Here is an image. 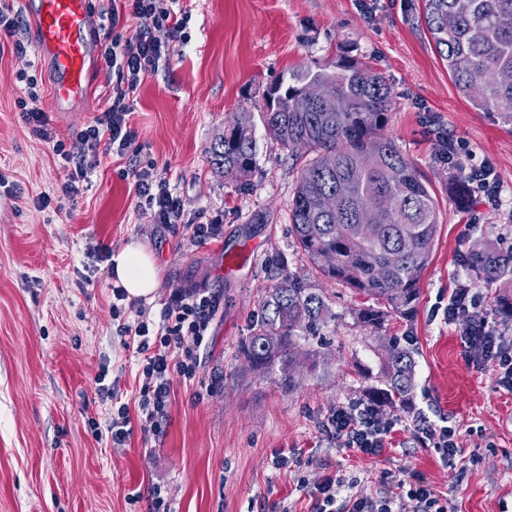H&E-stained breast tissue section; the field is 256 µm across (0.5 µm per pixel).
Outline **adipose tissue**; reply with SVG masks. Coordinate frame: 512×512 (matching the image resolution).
<instances>
[{"label": "adipose tissue", "mask_w": 512, "mask_h": 512, "mask_svg": "<svg viewBox=\"0 0 512 512\" xmlns=\"http://www.w3.org/2000/svg\"><path fill=\"white\" fill-rule=\"evenodd\" d=\"M109 264L113 276L125 288L129 298H151L158 284V268L154 255L140 242H129L112 254Z\"/></svg>", "instance_id": "obj_1"}]
</instances>
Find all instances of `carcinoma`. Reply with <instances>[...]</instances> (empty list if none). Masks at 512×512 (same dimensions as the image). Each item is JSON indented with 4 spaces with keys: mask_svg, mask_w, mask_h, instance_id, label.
Instances as JSON below:
<instances>
[{
    "mask_svg": "<svg viewBox=\"0 0 512 512\" xmlns=\"http://www.w3.org/2000/svg\"><path fill=\"white\" fill-rule=\"evenodd\" d=\"M512 0H422L421 18L460 95L473 106L512 119ZM267 92L264 123L289 151L313 155L291 204V230L302 255L319 272L381 304L361 315L377 327L390 312L411 311L429 266L440 224L435 196L394 141L384 134L391 92L379 73L350 56L291 75ZM213 166L247 185L255 167V138L243 116L210 148ZM455 202L470 203L466 177L450 176ZM387 196L394 207L382 209ZM373 216V235L360 217ZM466 264L486 287L512 278V250L486 242ZM245 355L256 369L279 367L292 380L300 364L296 336L317 328L325 302L294 274L276 282L259 303ZM414 358L394 347L387 358L386 388L376 405L402 400L413 387Z\"/></svg>",
    "mask_w": 512,
    "mask_h": 512,
    "instance_id": "cac0c4a2",
    "label": "carcinoma"
}]
</instances>
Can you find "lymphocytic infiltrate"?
<instances>
[{
	"label": "lymphocytic infiltrate",
	"instance_id": "obj_1",
	"mask_svg": "<svg viewBox=\"0 0 512 512\" xmlns=\"http://www.w3.org/2000/svg\"><path fill=\"white\" fill-rule=\"evenodd\" d=\"M190 11L181 0H112L109 22L117 28L110 44L104 46L100 58L116 72V87L109 106L77 131L83 146L77 156H67L70 169L60 184L62 196L73 198L80 184L97 166L100 152L126 154L132 132L127 126L129 99L144 74L169 66L174 57L173 44H186L185 30ZM135 20V28L121 33V26ZM165 29L166 40L155 37L156 29ZM154 162H135L126 175L134 183L137 207L148 215L151 223L170 225L182 216L180 197L168 182L157 178ZM220 309V297L203 289L176 292L166 307L161 323L145 316L120 322L118 332L125 348L139 356L142 385L139 391L140 419L144 427L158 429L169 413L174 377L193 378L200 363L198 351L205 343L210 326ZM469 363L480 367L494 364L501 372L505 387L512 390V346L505 344L485 323H469L460 333ZM376 406L367 404L351 410L339 409L329 420L326 433L342 448L367 456L380 455L388 434L381 427ZM340 484L329 475L323 476L310 490L311 512H395L394 500L384 497H340Z\"/></svg>",
	"mask_w": 512,
	"mask_h": 512
}]
</instances>
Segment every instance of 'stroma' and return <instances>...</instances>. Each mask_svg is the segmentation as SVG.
I'll return each mask as SVG.
<instances>
[{
    "instance_id": "obj_1",
    "label": "stroma",
    "mask_w": 512,
    "mask_h": 512,
    "mask_svg": "<svg viewBox=\"0 0 512 512\" xmlns=\"http://www.w3.org/2000/svg\"><path fill=\"white\" fill-rule=\"evenodd\" d=\"M190 40L169 67L146 74L130 99L133 140L125 156H101L82 192L60 197L63 156L82 150L74 131L83 112L50 113L40 136L18 99L35 52L0 51V512H148L163 487L174 512H310L307 490L322 475L342 480V495L395 498L416 512L405 487L425 479L447 512H512V391L491 365L464 358L462 322L445 310L456 288L479 296L470 319L512 342V320L495 311L498 294L468 271L473 244L512 247V120L473 108L459 94L421 20V0H184ZM369 64L391 90L387 135L424 175L438 202L440 229L411 315L368 327L358 312L368 297L328 280L299 252L290 202L303 161L265 130L268 88L326 63L337 47ZM249 116L255 168L247 186L215 170L209 149L225 127ZM463 143L462 170L494 173L495 200L473 194L459 208L441 135ZM151 158L158 177L182 201L180 223H151L125 177L130 157ZM49 196L46 208L38 199ZM217 222V240L200 243L191 225ZM138 241L159 268L144 308L160 319L174 292L218 294L202 363L193 379L175 377L160 431L137 420L139 375L112 319V284L100 254ZM255 253L230 275L224 254L245 244ZM322 294L316 333H302L292 385L280 371L254 369L243 353L258 304L286 274ZM412 351L413 389L405 402L380 406L391 426L374 458L336 447L322 433L339 408L368 402L383 388L391 346ZM126 403L132 433L113 447L89 419L104 420L109 400L95 377ZM448 423L459 452L445 460L428 426ZM287 452L288 464H274Z\"/></svg>"
}]
</instances>
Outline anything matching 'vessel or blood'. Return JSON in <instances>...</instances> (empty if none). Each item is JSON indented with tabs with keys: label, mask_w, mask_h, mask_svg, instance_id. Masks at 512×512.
Segmentation results:
<instances>
[{
	"label": "vessel or blood",
	"mask_w": 512,
	"mask_h": 512,
	"mask_svg": "<svg viewBox=\"0 0 512 512\" xmlns=\"http://www.w3.org/2000/svg\"><path fill=\"white\" fill-rule=\"evenodd\" d=\"M30 22L35 49L50 75V110L86 108L95 41L88 0H36Z\"/></svg>",
	"instance_id": "1"
}]
</instances>
